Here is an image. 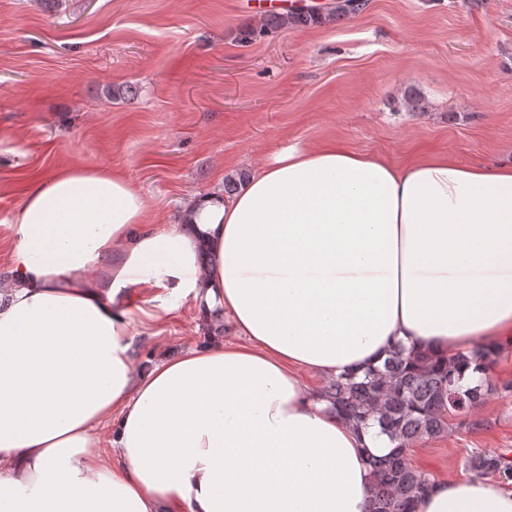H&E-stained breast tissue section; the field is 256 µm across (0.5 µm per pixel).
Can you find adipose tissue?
I'll return each instance as SVG.
<instances>
[{"instance_id":"obj_1","label":"adipose tissue","mask_w":512,"mask_h":512,"mask_svg":"<svg viewBox=\"0 0 512 512\" xmlns=\"http://www.w3.org/2000/svg\"><path fill=\"white\" fill-rule=\"evenodd\" d=\"M185 220L147 223L103 168L29 190L0 279V512H368L392 443L306 375L512 341L511 165L290 146ZM185 302L243 344L142 364L141 328ZM417 512H512V491L443 479Z\"/></svg>"}]
</instances>
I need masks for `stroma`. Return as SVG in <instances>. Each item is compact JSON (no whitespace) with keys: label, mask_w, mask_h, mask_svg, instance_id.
Instances as JSON below:
<instances>
[{"label":"stroma","mask_w":512,"mask_h":512,"mask_svg":"<svg viewBox=\"0 0 512 512\" xmlns=\"http://www.w3.org/2000/svg\"><path fill=\"white\" fill-rule=\"evenodd\" d=\"M258 2L0 0V277L29 188L64 168L121 172L149 223L173 224L291 145L512 164V0H369L334 25L242 42ZM211 336L184 303L140 351ZM491 379L482 405L414 442L413 468L439 480L468 475L480 451L512 456V344Z\"/></svg>","instance_id":"obj_1"}]
</instances>
